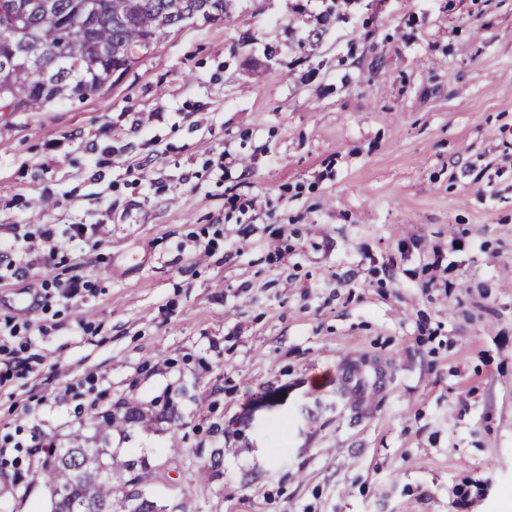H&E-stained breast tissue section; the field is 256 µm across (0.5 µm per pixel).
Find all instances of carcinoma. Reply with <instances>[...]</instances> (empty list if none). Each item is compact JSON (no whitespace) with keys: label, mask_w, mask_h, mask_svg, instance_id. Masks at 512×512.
Returning a JSON list of instances; mask_svg holds the SVG:
<instances>
[{"label":"carcinoma","mask_w":512,"mask_h":512,"mask_svg":"<svg viewBox=\"0 0 512 512\" xmlns=\"http://www.w3.org/2000/svg\"><path fill=\"white\" fill-rule=\"evenodd\" d=\"M10 5L11 17L21 33L14 43L20 61L0 63V89L14 100L12 111L42 110L62 100H83L101 94L118 66L130 69L133 49L148 35L201 18L224 19L232 0H0ZM53 58L55 66L41 80L30 76L24 60ZM147 414L127 405L118 416L110 411L97 420L96 431L107 440L112 431L144 422ZM43 476L58 497L53 512H70L77 500L81 512H107L112 508V472L129 475L128 482L145 486L153 473L142 461L119 459L106 448H88L77 434L68 448L43 449Z\"/></svg>","instance_id":"1"}]
</instances>
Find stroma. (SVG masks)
Wrapping results in <instances>:
<instances>
[{
  "label": "stroma",
  "instance_id": "stroma-1",
  "mask_svg": "<svg viewBox=\"0 0 512 512\" xmlns=\"http://www.w3.org/2000/svg\"><path fill=\"white\" fill-rule=\"evenodd\" d=\"M1 246L0 445L132 403L109 446L158 512H512V0L169 29L105 94L0 115ZM7 456L0 512H51Z\"/></svg>",
  "mask_w": 512,
  "mask_h": 512
}]
</instances>
